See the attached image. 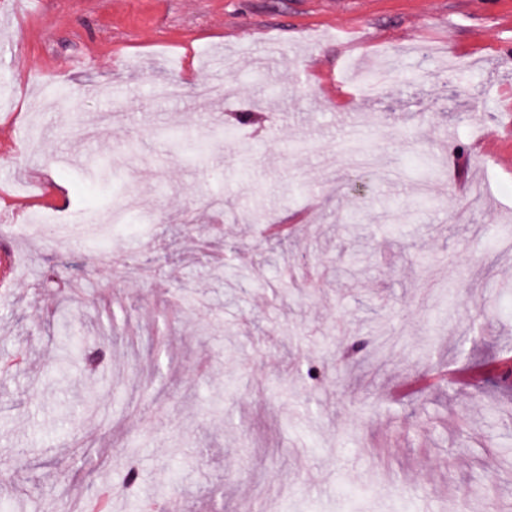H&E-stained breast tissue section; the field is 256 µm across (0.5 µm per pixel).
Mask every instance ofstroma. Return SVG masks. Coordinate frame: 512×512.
Listing matches in <instances>:
<instances>
[{
    "instance_id": "1",
    "label": "stroma",
    "mask_w": 512,
    "mask_h": 512,
    "mask_svg": "<svg viewBox=\"0 0 512 512\" xmlns=\"http://www.w3.org/2000/svg\"><path fill=\"white\" fill-rule=\"evenodd\" d=\"M1 72L9 512H512V0H0ZM75 335L73 328L66 325L63 334L61 335L66 337L58 342L65 355L74 353L78 359H81V361L85 360L90 363L98 361L102 356V351H89L85 348V344L81 343Z\"/></svg>"
}]
</instances>
